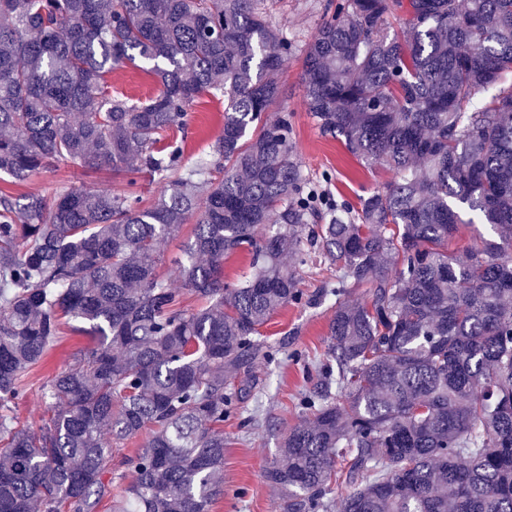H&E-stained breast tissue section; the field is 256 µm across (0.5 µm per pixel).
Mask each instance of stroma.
<instances>
[{"instance_id": "stroma-1", "label": "stroma", "mask_w": 512, "mask_h": 512, "mask_svg": "<svg viewBox=\"0 0 512 512\" xmlns=\"http://www.w3.org/2000/svg\"><path fill=\"white\" fill-rule=\"evenodd\" d=\"M325 2L276 0L274 9L284 31L301 46L319 26ZM301 74V57L296 54L280 76L282 95L273 109L291 117L294 157L307 178L330 198L357 203L359 197L383 188L392 175L382 167L366 169L348 152L342 140L321 135L303 99ZM191 112L184 153L189 165L212 153L224 125L223 94L202 95ZM61 183H71L91 192L119 185L111 172H83L63 164L33 177L20 191L47 196ZM333 312L327 301L310 306L289 305L278 309L265 325L263 332L268 344L276 349V356L269 361H258L234 381L235 387L251 392L243 403L244 409L253 408L258 399L262 400L263 407L252 429L242 428L237 416L224 423L225 493L213 502L211 512H281V496L264 480L263 469L277 455L283 433L300 420V398L312 386L303 364L294 362L291 355L297 351L312 361L322 358L330 341L328 324ZM94 343V337L69 330L63 332L46 361L31 369L24 378L26 395L14 411L19 426L34 429L40 425L45 410L44 383L55 371L71 365L80 350Z\"/></svg>"}]
</instances>
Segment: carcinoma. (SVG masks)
Masks as SVG:
<instances>
[{"label":"carcinoma","instance_id":"carcinoma-1","mask_svg":"<svg viewBox=\"0 0 512 512\" xmlns=\"http://www.w3.org/2000/svg\"><path fill=\"white\" fill-rule=\"evenodd\" d=\"M399 8L410 26L389 37ZM296 50L269 0H0V177L66 163L124 182L50 200L0 188V512H98L112 447L145 432L113 512H210L246 393L229 379L276 355L275 309L346 284L368 300L332 304L305 418L265 466L283 512H332L339 489L343 512H512V0L324 4L303 49L308 112L392 173L357 207L311 186L288 114H269ZM137 62L154 96L105 89ZM213 91L223 130L188 167L162 133ZM180 169L143 205L139 175ZM191 221L172 288L161 245ZM464 225L478 243L460 258ZM238 250L251 271L228 282ZM317 258L337 284L309 294L296 268ZM72 321L96 345L46 382L43 424L18 426L22 378Z\"/></svg>","mask_w":512,"mask_h":512}]
</instances>
